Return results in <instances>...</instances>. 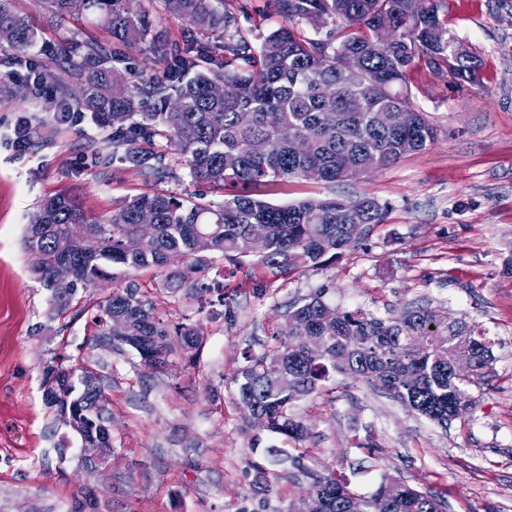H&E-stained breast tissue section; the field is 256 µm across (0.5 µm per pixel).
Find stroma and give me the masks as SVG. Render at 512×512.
Returning a JSON list of instances; mask_svg holds the SVG:
<instances>
[{"instance_id": "1", "label": "stroma", "mask_w": 512, "mask_h": 512, "mask_svg": "<svg viewBox=\"0 0 512 512\" xmlns=\"http://www.w3.org/2000/svg\"><path fill=\"white\" fill-rule=\"evenodd\" d=\"M448 29L479 59L482 83L448 86L425 67L411 71L415 107L437 130L423 152L336 185L297 179L267 202L366 195L387 208L359 246L314 268L273 274L254 257L218 259L206 278L224 282L233 316L185 292L159 290L155 270L130 274L156 297L168 327L198 324L203 343L149 370L123 344L97 340L98 303L125 281L79 293L61 317L46 318L49 293L33 277L23 241L37 202L67 192L91 217L146 191L113 159L112 132L90 118L56 121L29 97L0 88V512H75L85 488L101 489L100 512H276L305 494L307 478L283 455L373 493L383 475L442 496L446 512H512V0H446ZM53 45L73 34L112 46L94 20L48 24L42 0H13ZM38 142L19 152L16 121ZM340 311L388 319L431 307L478 326L490 341L489 376L470 387L465 413L438 426L365 381L337 374L298 405L303 440L265 437L251 450L233 379L252 354L275 346L288 312L315 294ZM89 367L108 385L112 463L91 473L80 439L42 398L55 358ZM264 475L268 493L258 491Z\"/></svg>"}]
</instances>
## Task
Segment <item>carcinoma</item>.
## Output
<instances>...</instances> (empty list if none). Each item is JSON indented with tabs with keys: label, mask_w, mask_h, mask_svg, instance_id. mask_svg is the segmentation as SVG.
Wrapping results in <instances>:
<instances>
[{
	"label": "carcinoma",
	"mask_w": 512,
	"mask_h": 512,
	"mask_svg": "<svg viewBox=\"0 0 512 512\" xmlns=\"http://www.w3.org/2000/svg\"><path fill=\"white\" fill-rule=\"evenodd\" d=\"M139 0H43L48 18L96 16L112 38L127 47L148 40L155 59L178 72L176 80L141 77L114 84L120 56L95 42L73 39L47 55L39 74L57 88V103L74 107L102 128L112 129V156L147 182L180 180L167 161L175 144L189 176L213 187L251 186L269 191L314 169L326 184L358 178L422 152L436 129L412 101L407 78L423 65L449 85L480 84L481 65L469 51L458 54L448 43L441 11L444 0H428L419 14L409 0H274L282 25L254 45L238 29V14L248 0H164L169 13L201 32L224 34L223 45L180 44L153 29ZM330 25L328 38L304 35ZM16 57L39 40L30 22L0 0V30ZM77 80L78 91L69 88ZM413 112L412 124L390 126L381 115L395 108ZM164 137L163 145L158 138ZM155 215L151 236L140 249L126 248L139 233L140 215ZM386 207L362 196L327 197L273 205L250 194H229L220 203L173 192L126 197L109 217L84 213L75 198L47 196L31 216L25 238L29 265L50 292L48 319L65 313L79 292L130 270L153 267L165 291L186 288L204 296L222 289L188 282L170 269L172 259L189 261L203 272L218 258L252 254L253 231H262L256 265L273 273L315 267L323 258L355 247L385 221ZM78 234L98 239L96 250L74 255L69 240ZM104 340L131 347L144 366L160 370L172 347L170 332L154 316L155 303L128 283L99 303ZM329 304L317 294L289 312L294 327L268 352L249 357L234 379L243 407L250 448L267 434L294 441L304 424L295 404L312 395L336 373L350 374L384 391L410 411L445 427L471 404L468 386L486 377L491 345L476 327L431 307H415L385 320L360 310L327 315ZM321 340L311 353L291 336ZM183 346L197 350L202 334L192 327L175 330ZM466 363L470 374L457 373ZM43 397L57 419L87 442L110 445L112 411L95 409L96 391L105 388L89 368L76 371L62 363L45 368ZM310 480L307 496L277 512H443L444 500L392 477L377 490L358 495L343 478L305 467L285 457Z\"/></svg>",
	"instance_id": "carcinoma-1"
}]
</instances>
